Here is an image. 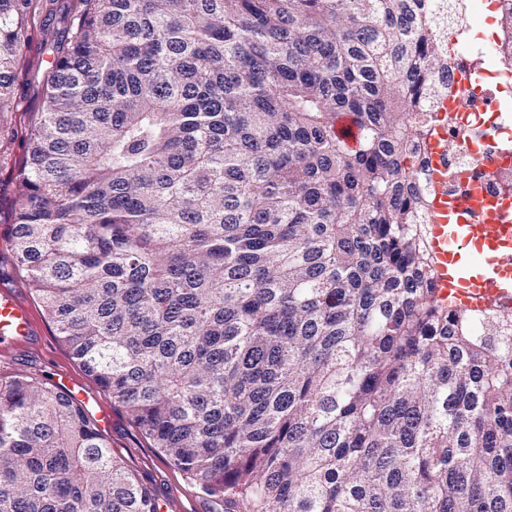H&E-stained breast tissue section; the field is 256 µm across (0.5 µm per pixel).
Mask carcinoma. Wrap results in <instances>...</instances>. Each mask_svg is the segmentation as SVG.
<instances>
[{
  "mask_svg": "<svg viewBox=\"0 0 512 512\" xmlns=\"http://www.w3.org/2000/svg\"><path fill=\"white\" fill-rule=\"evenodd\" d=\"M56 4L0 0L10 244L139 431L213 512H512V316L439 296L407 164L450 94L459 0H66L55 29ZM22 73L45 107L13 159ZM0 512L159 498L16 372Z\"/></svg>",
  "mask_w": 512,
  "mask_h": 512,
  "instance_id": "obj_1",
  "label": "carcinoma"
}]
</instances>
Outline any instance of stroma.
Segmentation results:
<instances>
[{"instance_id":"obj_1","label":"stroma","mask_w":512,"mask_h":512,"mask_svg":"<svg viewBox=\"0 0 512 512\" xmlns=\"http://www.w3.org/2000/svg\"><path fill=\"white\" fill-rule=\"evenodd\" d=\"M15 192L8 171L0 170V272H8L13 280L21 275L15 265L10 247V226L7 214ZM37 323L44 331L42 349H26L0 360V372L29 371L47 383L57 375L67 374L76 379L87 394L89 414L102 422V431L113 451L128 468L159 495L160 512H211V504L177 469L169 465L159 449L135 427L125 410L114 403L111 394L90 377L72 358L57 336L52 322L33 291H25Z\"/></svg>"}]
</instances>
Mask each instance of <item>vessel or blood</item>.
I'll return each instance as SVG.
<instances>
[{
    "label": "vessel or blood",
    "mask_w": 512,
    "mask_h": 512,
    "mask_svg": "<svg viewBox=\"0 0 512 512\" xmlns=\"http://www.w3.org/2000/svg\"><path fill=\"white\" fill-rule=\"evenodd\" d=\"M437 185L428 227L429 247L436 259L437 283L443 297L460 308L495 307L512 312V192L497 203L480 196L448 197L445 177L434 172ZM41 328L28 301L7 277H0V354L37 345Z\"/></svg>",
    "instance_id": "obj_1"
}]
</instances>
